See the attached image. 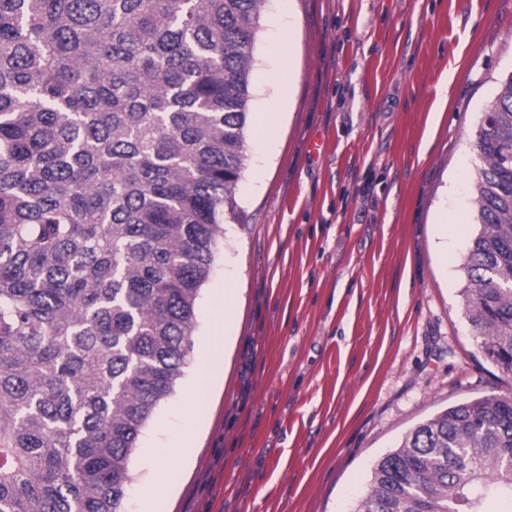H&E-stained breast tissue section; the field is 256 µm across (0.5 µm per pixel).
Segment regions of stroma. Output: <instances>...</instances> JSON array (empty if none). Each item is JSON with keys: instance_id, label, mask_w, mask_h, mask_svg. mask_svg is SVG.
Returning <instances> with one entry per match:
<instances>
[{"instance_id": "obj_1", "label": "stroma", "mask_w": 512, "mask_h": 512, "mask_svg": "<svg viewBox=\"0 0 512 512\" xmlns=\"http://www.w3.org/2000/svg\"><path fill=\"white\" fill-rule=\"evenodd\" d=\"M255 58L239 216L186 373L140 436L124 512H356L373 464L419 423L512 396L461 296L476 135L512 75V0H264ZM196 393L205 416L184 458Z\"/></svg>"}]
</instances>
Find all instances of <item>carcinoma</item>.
<instances>
[{
    "label": "carcinoma",
    "mask_w": 512,
    "mask_h": 512,
    "mask_svg": "<svg viewBox=\"0 0 512 512\" xmlns=\"http://www.w3.org/2000/svg\"><path fill=\"white\" fill-rule=\"evenodd\" d=\"M263 0H0V512H124L247 150ZM461 295L512 371V75L477 131ZM358 512H512V398L378 460Z\"/></svg>",
    "instance_id": "cac0c4a2"
}]
</instances>
